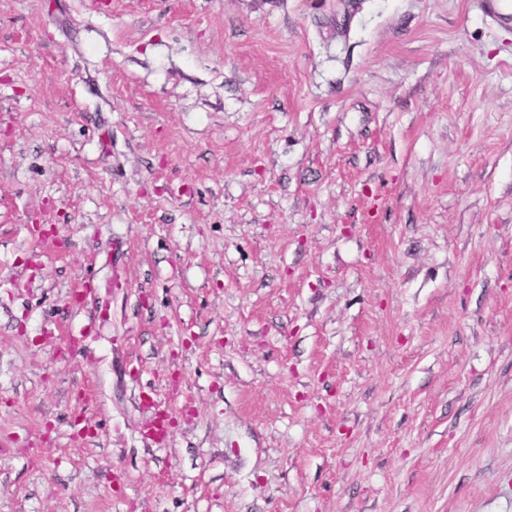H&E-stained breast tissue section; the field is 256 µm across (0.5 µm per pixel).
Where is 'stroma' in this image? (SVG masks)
<instances>
[{"instance_id": "35a3bbf8", "label": "stroma", "mask_w": 512, "mask_h": 512, "mask_svg": "<svg viewBox=\"0 0 512 512\" xmlns=\"http://www.w3.org/2000/svg\"><path fill=\"white\" fill-rule=\"evenodd\" d=\"M0 512H512V23L0 0ZM140 403L143 407L154 408L155 412L145 425L144 434L156 445L166 447L170 440L172 416L168 408H161L153 396L140 394Z\"/></svg>"}]
</instances>
